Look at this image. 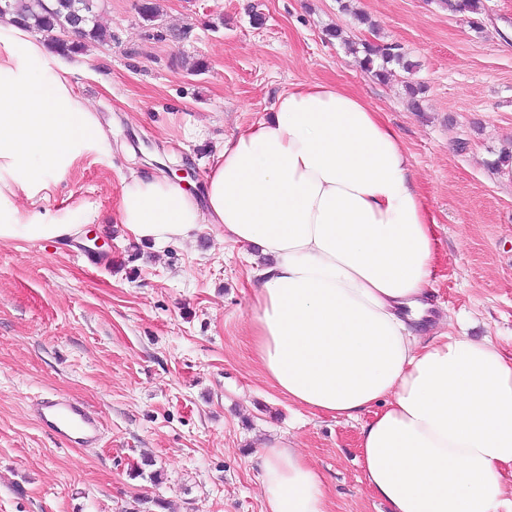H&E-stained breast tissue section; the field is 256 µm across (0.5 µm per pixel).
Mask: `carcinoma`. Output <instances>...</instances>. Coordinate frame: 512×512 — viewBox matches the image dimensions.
<instances>
[{
    "label": "carcinoma",
    "mask_w": 512,
    "mask_h": 512,
    "mask_svg": "<svg viewBox=\"0 0 512 512\" xmlns=\"http://www.w3.org/2000/svg\"><path fill=\"white\" fill-rule=\"evenodd\" d=\"M448 9L457 13L477 14L481 0H442ZM97 0H0V17L12 15L15 22L45 37L49 48L66 57L82 53L87 43L112 42V32L101 25L97 15ZM82 12L86 20L69 39L60 36L62 27L70 24L73 12ZM363 53L364 69L379 81H384L389 65L394 64L410 73L416 64L407 59L400 45L379 37L364 40L353 47Z\"/></svg>",
    "instance_id": "1"
}]
</instances>
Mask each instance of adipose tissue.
<instances>
[{"instance_id":"ef3b65f1","label":"adipose tissue","mask_w":512,"mask_h":512,"mask_svg":"<svg viewBox=\"0 0 512 512\" xmlns=\"http://www.w3.org/2000/svg\"><path fill=\"white\" fill-rule=\"evenodd\" d=\"M66 57L0 18V242L66 241L79 225L33 212L108 134ZM381 112L342 85L282 93L274 114L225 139L202 194L158 174L124 179L117 222L138 241L258 248L249 334L274 388L360 433L368 487L390 512H512V361L490 340L428 319L437 225ZM266 512H327L294 443L262 455Z\"/></svg>"}]
</instances>
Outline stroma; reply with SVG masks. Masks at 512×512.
Returning a JSON list of instances; mask_svg holds the SVG:
<instances>
[{
    "mask_svg": "<svg viewBox=\"0 0 512 512\" xmlns=\"http://www.w3.org/2000/svg\"><path fill=\"white\" fill-rule=\"evenodd\" d=\"M139 2L100 0L114 39L71 59L110 149L42 206L95 208L92 234L0 243V512H153L159 500L265 512L259 445L280 437L322 475L328 512H388L364 478L361 421L300 408L260 372L248 329L258 250L212 227L193 246L136 242L115 221L122 180L159 171L202 193L225 138L270 117L288 88L345 85L412 157L437 224L435 319L512 356V178L492 167L512 144V0L476 14L440 0H155L151 23ZM373 33L415 71L382 83L361 68L346 43ZM57 395L102 413L95 446H62L34 420L32 402ZM147 458L161 481L137 475Z\"/></svg>",
    "mask_w": 512,
    "mask_h": 512,
    "instance_id": "stroma-1",
    "label": "stroma"
}]
</instances>
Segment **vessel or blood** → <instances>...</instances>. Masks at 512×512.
I'll use <instances>...</instances> for the list:
<instances>
[{
  "label": "vessel or blood",
  "mask_w": 512,
  "mask_h": 512,
  "mask_svg": "<svg viewBox=\"0 0 512 512\" xmlns=\"http://www.w3.org/2000/svg\"><path fill=\"white\" fill-rule=\"evenodd\" d=\"M33 413L41 428L53 439L69 447H90L101 437L103 424L98 411L66 398L37 400Z\"/></svg>",
  "instance_id": "b4317fda"
}]
</instances>
